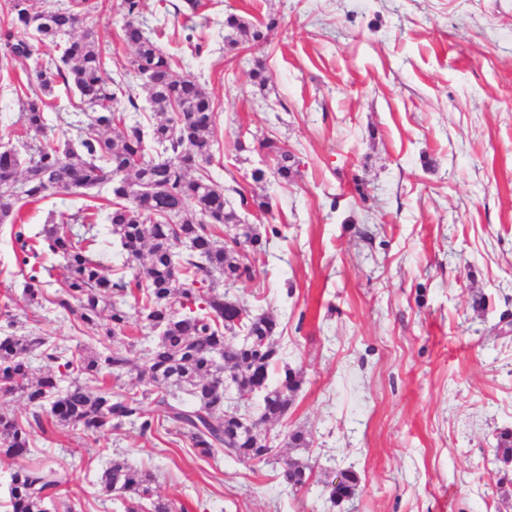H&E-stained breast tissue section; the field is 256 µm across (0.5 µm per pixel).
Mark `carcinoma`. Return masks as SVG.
Masks as SVG:
<instances>
[{"mask_svg":"<svg viewBox=\"0 0 512 512\" xmlns=\"http://www.w3.org/2000/svg\"><path fill=\"white\" fill-rule=\"evenodd\" d=\"M100 0H70L67 7L36 11L31 0H4L0 21V82L14 92L11 67L31 62L45 95L61 84L78 98V111L56 118L77 131L76 140L63 143L47 136L48 109L54 104L40 96L22 101L21 122L27 132L44 136L37 146L0 151V224L11 225V235L22 255L23 295L27 305L41 307L47 300L46 277L60 270L64 288L50 303L97 334V349L74 352L48 338L29 333L0 337V394H20L37 408L32 419L19 420L0 410V456L28 459L33 436L72 425L84 444L123 423L153 432L167 431L188 439L199 454L210 457L217 449L249 462H265L270 449L254 447V435L224 410V370L239 398L258 391L278 361L273 336L277 322L217 290L224 280L232 284L252 278L251 257L264 251L262 234L240 223L227 198L232 192L242 207L264 210L269 202L248 197L237 187L212 180L205 164L212 158L215 112L198 79L188 73L182 55L165 52L140 22L142 0H120L124 24L122 41L134 49L130 67L111 75L93 30L76 36V27L100 11ZM276 18L259 25L229 13L224 16V41L230 47L260 43L277 27ZM50 43L59 60L43 62L36 44ZM148 90L153 111L161 119L148 125L129 121L126 112L140 106L132 82ZM127 107L119 109L121 101ZM273 157L278 177L296 173L294 157L273 140L260 143ZM108 186L106 204H84L71 215L82 226L79 233L62 232L54 224L32 234L12 204L38 203L58 191H91ZM110 224L112 237L128 257L148 259L130 274L122 264L105 272L104 253L97 247L94 229L100 219ZM136 304L129 305V298ZM110 309L103 317V308ZM149 330L156 340L143 350L139 390L117 393L108 380L130 372L129 348L133 332ZM39 353L40 369L30 357ZM165 384L167 389L157 386ZM300 384L287 368L281 385L266 389L260 423L281 418ZM194 398L186 404L183 395ZM311 467L294 460L284 468L285 478L298 490L310 484ZM343 480L329 484V499L353 494L356 475L342 472ZM154 476L114 459L100 478L105 495L120 493L124 512H172L163 500L144 506L151 498ZM56 470L42 462L22 464L9 474L3 512H50L60 498Z\"/></svg>","mask_w":512,"mask_h":512,"instance_id":"1","label":"carcinoma"}]
</instances>
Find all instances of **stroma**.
<instances>
[{
	"label": "stroma",
	"mask_w": 512,
	"mask_h": 512,
	"mask_svg": "<svg viewBox=\"0 0 512 512\" xmlns=\"http://www.w3.org/2000/svg\"><path fill=\"white\" fill-rule=\"evenodd\" d=\"M144 0L142 21L163 50L184 51L172 0ZM207 37L189 70L216 112L214 180L264 196L242 223L276 225L252 280L231 297L279 324L268 384L298 372L287 413L265 423L269 463L195 454L188 440L126 424L84 447L78 431L36 436L74 512H123L99 490L115 459L156 476L175 512H512V0H202ZM118 0L85 22L108 71L133 56ZM276 17L267 41L229 49L227 13ZM269 78L258 93L255 62ZM251 141L238 153L237 138ZM294 155L290 180L258 145ZM267 173L254 183L253 169ZM84 196L55 194L20 214L41 231L50 212ZM10 227L0 224V335L34 332L71 349L94 335L51 304L27 307ZM483 298L475 307V298ZM310 439L288 445L292 431ZM312 466L296 491L283 463ZM354 494H323L337 472Z\"/></svg>",
	"instance_id": "1"
}]
</instances>
